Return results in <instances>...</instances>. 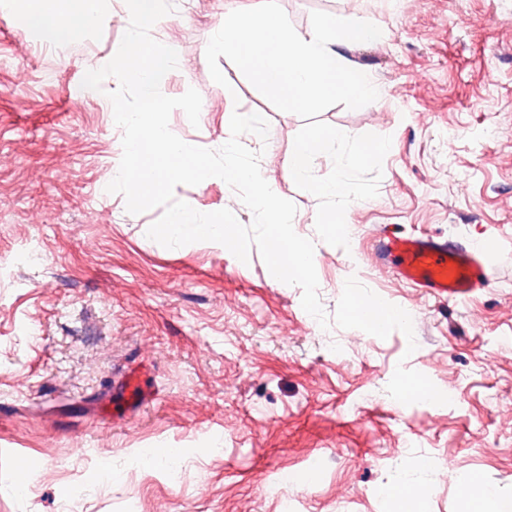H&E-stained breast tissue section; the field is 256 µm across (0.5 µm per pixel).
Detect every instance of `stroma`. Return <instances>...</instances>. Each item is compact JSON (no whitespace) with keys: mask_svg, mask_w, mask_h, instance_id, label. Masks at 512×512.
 Segmentation results:
<instances>
[{"mask_svg":"<svg viewBox=\"0 0 512 512\" xmlns=\"http://www.w3.org/2000/svg\"><path fill=\"white\" fill-rule=\"evenodd\" d=\"M259 2L193 0L158 21L152 37L178 54L161 91L201 94L198 125L176 109L169 126L208 149L233 111L267 120V141L247 147L314 243L325 329L258 249L244 263L216 242L165 248L146 235L162 208L133 215L107 192L122 156L117 83L79 89L115 55L126 0H106L108 24L67 45L32 33L34 0H0V512H495L473 483L512 495V348L500 344L512 336V0H422L406 15L395 0H279L299 33L315 11L384 31L343 49L382 96L309 119L228 59L226 85L210 76L220 18ZM325 130L339 139L315 170L342 175L341 196L288 172L294 142ZM174 196L253 221L219 179ZM335 213L353 239L322 224ZM385 231L482 244L491 287L424 295L375 257ZM360 293L414 323L361 326ZM132 374L149 394L134 405ZM420 381L438 399L411 394ZM146 448L168 454L146 465ZM410 484L425 495L408 504Z\"/></svg>","mask_w":512,"mask_h":512,"instance_id":"obj_1","label":"stroma"}]
</instances>
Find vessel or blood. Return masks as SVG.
I'll return each instance as SVG.
<instances>
[{
	"label": "vessel or blood",
	"mask_w": 512,
	"mask_h": 512,
	"mask_svg": "<svg viewBox=\"0 0 512 512\" xmlns=\"http://www.w3.org/2000/svg\"><path fill=\"white\" fill-rule=\"evenodd\" d=\"M401 280L439 300H457L489 287L491 274L482 250L472 244L428 235L386 234L376 247Z\"/></svg>",
	"instance_id": "obj_1"
}]
</instances>
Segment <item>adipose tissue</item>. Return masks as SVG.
<instances>
[{
  "mask_svg": "<svg viewBox=\"0 0 512 512\" xmlns=\"http://www.w3.org/2000/svg\"><path fill=\"white\" fill-rule=\"evenodd\" d=\"M104 0H37L29 13L31 27L58 43L77 42L101 27L105 19ZM338 136L321 131L299 139L288 156V170L311 190L336 196L344 191L340 176L317 175L313 169L316 157L334 153Z\"/></svg>",
  "mask_w": 512,
  "mask_h": 512,
  "instance_id": "adipose-tissue-1",
  "label": "adipose tissue"
}]
</instances>
